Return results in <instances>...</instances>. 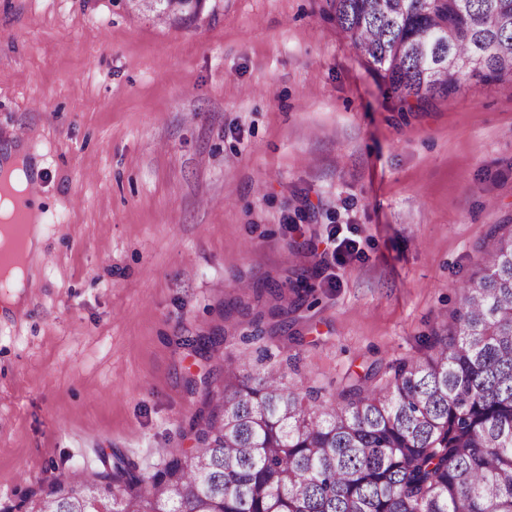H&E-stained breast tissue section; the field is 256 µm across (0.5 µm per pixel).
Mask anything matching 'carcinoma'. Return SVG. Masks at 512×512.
<instances>
[{
  "instance_id": "cac0c4a2",
  "label": "carcinoma",
  "mask_w": 512,
  "mask_h": 512,
  "mask_svg": "<svg viewBox=\"0 0 512 512\" xmlns=\"http://www.w3.org/2000/svg\"><path fill=\"white\" fill-rule=\"evenodd\" d=\"M203 0H155L193 21ZM355 54L400 104L471 78L512 79V0H326ZM451 324L385 383L307 405L282 369L227 356L204 378L194 448L150 476L118 459L52 483L39 512H512V229L493 224Z\"/></svg>"
}]
</instances>
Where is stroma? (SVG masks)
<instances>
[{
  "instance_id": "obj_1",
  "label": "stroma",
  "mask_w": 512,
  "mask_h": 512,
  "mask_svg": "<svg viewBox=\"0 0 512 512\" xmlns=\"http://www.w3.org/2000/svg\"><path fill=\"white\" fill-rule=\"evenodd\" d=\"M324 4L206 0L174 25L126 0H0V145L39 165L42 229L0 310V512L193 447L188 382L222 362L192 337L326 401L451 323L489 226L512 224V81L401 111ZM335 233L357 253L325 256ZM270 283L285 340L252 337Z\"/></svg>"
}]
</instances>
